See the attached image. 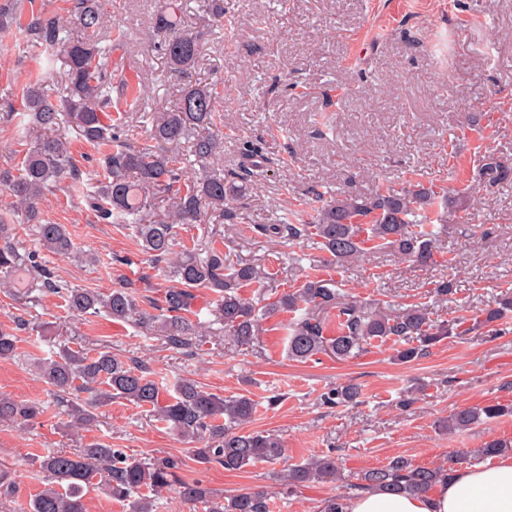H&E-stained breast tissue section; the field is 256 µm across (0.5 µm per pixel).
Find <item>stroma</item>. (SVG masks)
Wrapping results in <instances>:
<instances>
[{
  "instance_id": "obj_1",
  "label": "stroma",
  "mask_w": 512,
  "mask_h": 512,
  "mask_svg": "<svg viewBox=\"0 0 512 512\" xmlns=\"http://www.w3.org/2000/svg\"><path fill=\"white\" fill-rule=\"evenodd\" d=\"M166 0H100L101 28L91 34L107 44L114 28L132 34L129 44L105 57L112 76V102L122 109L123 139L142 144L153 112L172 109L184 84L169 71L163 39L153 30ZM187 29L197 34L200 55L192 80L226 85L217 108L229 133L224 168L236 170L244 143L257 146L264 175L236 204L231 224L181 226L175 251L198 244L224 247L232 260L261 262L278 288L306 277L333 279L367 304H425L432 320L462 319L467 332L433 347L412 364L396 361L391 344L373 343L359 357L289 360L275 320L265 321L259 346L225 344L212 334L176 347L138 326L116 325L99 315L68 316L57 297L40 296L30 306L0 292V322L19 316L15 358L0 360V394L35 402L44 412L29 423L0 422V469L14 483L0 495V512L22 507L45 484L38 459L49 450L73 451L102 440L128 455L178 460L177 477L231 497L265 488L270 512H320L332 495L349 494L356 473L402 455L415 464L447 463L456 450L480 447L491 438H512V415L470 430L450 432L441 422L460 405L512 403V316L500 333L475 328L486 306L512 293V181L492 187L479 180L485 160L512 159V0H178ZM224 7L232 23L209 31L205 9ZM36 10L57 15L70 37L83 38L70 0H0V168L19 162L24 146L15 135L23 93L40 82L49 97L62 86L61 68L47 69V53L27 44L16 18ZM139 75L147 93L130 106L124 78ZM441 196L462 197L466 211L438 207L441 227L436 263L416 266L389 251L342 267L313 240L289 247L258 228L274 223L288 196L346 189L369 197L404 186L409 171ZM43 218L66 225L77 247L95 254L87 264L60 256L46 263L76 288L108 291L125 286L155 312L165 305L172 281L166 266L145 254L129 227L106 224L79 195L57 190L40 205ZM450 282L447 301L434 290ZM60 322L65 333L44 340L38 322ZM111 347L123 361L172 382L187 377L207 391L243 394L258 404L251 429L279 434L283 459L243 472L197 463L188 446L143 407L113 399L95 407L89 429L74 432L42 380L34 356ZM352 381L362 389L358 407L327 409L318 403L329 384ZM407 409L398 402L407 394ZM333 453L341 475L287 489L275 476L288 466Z\"/></svg>"
}]
</instances>
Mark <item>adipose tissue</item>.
<instances>
[{"label": "adipose tissue", "mask_w": 512, "mask_h": 512, "mask_svg": "<svg viewBox=\"0 0 512 512\" xmlns=\"http://www.w3.org/2000/svg\"><path fill=\"white\" fill-rule=\"evenodd\" d=\"M347 512H512V454L457 470L428 493L388 494L360 490Z\"/></svg>", "instance_id": "1"}]
</instances>
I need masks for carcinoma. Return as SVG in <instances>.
<instances>
[{
  "instance_id": "obj_1",
  "label": "carcinoma",
  "mask_w": 512,
  "mask_h": 512,
  "mask_svg": "<svg viewBox=\"0 0 512 512\" xmlns=\"http://www.w3.org/2000/svg\"><path fill=\"white\" fill-rule=\"evenodd\" d=\"M78 24L96 31L103 15L96 0H73ZM156 29L165 37L164 47L173 72L185 77L200 53L197 37L185 32L177 5L171 3L156 19ZM23 37L35 46L58 53L65 68V94L51 99L31 83L23 95L24 112L17 123L18 140L27 150L17 166L0 169V192L12 199L9 217H0V286L18 299L30 298L37 289L56 295L67 313L77 317L106 313L115 324L135 322L148 334L167 338L176 346L191 344L203 335L202 327L185 312L196 298L195 290L212 295L214 321L236 347H253L262 335V321L280 315L288 359L307 363L326 355L338 361L360 356L375 340L395 342L396 359L411 363L444 339L455 335L457 321L436 324L417 304L364 310L355 299L334 288L325 279L310 278L297 288L285 289L269 298L245 297L243 289L264 286L270 280L264 266L234 262L220 249L209 247L204 257L184 250L171 260L177 229L210 220L233 222L234 202L253 185L254 157L259 149L243 147L238 170L224 173L223 118L216 108L217 87L188 84L178 105L152 114L151 144L139 147L115 131L111 115V86L101 69V60L128 41L123 29L113 31L112 45L103 47L92 39L72 40L65 26L53 16L33 14L23 28ZM90 145L112 144L104 156V174L86 195L96 217L108 224L132 227L142 249L157 262L168 263V277L179 284L166 292V308L160 314L144 309L125 287L107 292L75 288L57 279L40 261V254L80 253L64 224L44 221L40 204L45 193L61 186L84 193L81 171L73 164L68 131ZM191 144L194 161L169 149ZM198 169L187 172L190 164ZM480 180L497 185L512 181V162L492 159L482 164ZM312 207L310 218H300L296 209L284 211L275 224L260 227L262 234L285 238L290 243L313 239L337 264L361 260L367 249H390L419 265L436 262L441 231L432 224L439 195L420 181H406L399 190H386L370 198L342 193L322 199ZM30 224L35 249L20 251L14 243L17 226ZM336 312V331L329 328V313ZM512 312V297L483 310L479 326L493 327ZM17 353L14 329L0 323V359ZM33 366L39 378L52 388L57 405L71 422L90 425L95 421L93 403L80 398L91 392L95 401L125 399L150 407L173 434L188 444L202 464H219L229 472L259 463L273 464L285 454L284 441L265 431L247 429L257 403L245 395L221 396L202 390L194 380L181 378L174 391H165L142 370L132 368L103 347L89 355L68 347L53 358H37ZM361 388L353 382L338 384L321 394L327 408L355 406ZM512 414V404L458 407L448 415V430H467L487 420ZM40 414L34 403L0 395V422L28 421ZM512 451V441L494 438L470 456L457 452L452 465L424 467L406 457H396L380 468L356 475V489L375 488L388 493L425 494L455 465L479 461ZM39 466L46 485L27 502L24 512H87L86 493L98 478L107 494L126 502L129 512H151L146 488L162 491L176 482L177 462L161 458L146 462L122 449L96 441L74 452L56 451L41 456ZM336 457L325 455L305 464L288 467L284 484L295 488L335 477ZM180 494L188 502L206 505L207 512H269L268 493L262 489L226 500L215 497L199 484L183 483Z\"/></svg>"
}]
</instances>
